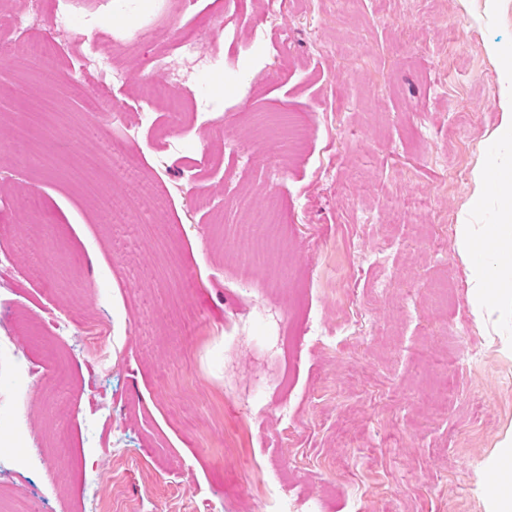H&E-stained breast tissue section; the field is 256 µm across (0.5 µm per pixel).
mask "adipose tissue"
<instances>
[{
  "instance_id": "obj_1",
  "label": "adipose tissue",
  "mask_w": 512,
  "mask_h": 512,
  "mask_svg": "<svg viewBox=\"0 0 512 512\" xmlns=\"http://www.w3.org/2000/svg\"><path fill=\"white\" fill-rule=\"evenodd\" d=\"M494 174L477 170L474 174L476 205H483L487 185H494L499 199L500 220L495 224H473L464 220L454 227V238L461 255L467 256V285L474 313L488 324H498L512 315V278L491 279L490 270L512 267V153L494 159ZM489 240L493 248L487 260L474 261L470 255L478 244ZM496 294L497 304H489V294Z\"/></svg>"
}]
</instances>
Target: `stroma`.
<instances>
[{"label": "stroma", "mask_w": 512, "mask_h": 512, "mask_svg": "<svg viewBox=\"0 0 512 512\" xmlns=\"http://www.w3.org/2000/svg\"><path fill=\"white\" fill-rule=\"evenodd\" d=\"M128 2L71 0L99 24L80 37L41 15L0 40V250L44 266L0 275V332L28 324L26 375L0 364L26 435L1 407L0 443L63 461L50 481L18 469L6 512H266L279 484L288 512H488L512 322L480 326L452 226L473 171L512 147L493 135L512 0ZM187 27L220 67L181 96L216 108L171 133L150 86ZM100 37L125 81L84 70ZM39 39L55 82L11 61ZM103 95L120 122L91 112ZM47 98L57 112L12 156ZM23 194L41 205L22 242ZM234 197L240 221L275 215L262 264L224 231ZM89 327L111 362L83 358Z\"/></svg>", "instance_id": "stroma-1"}]
</instances>
